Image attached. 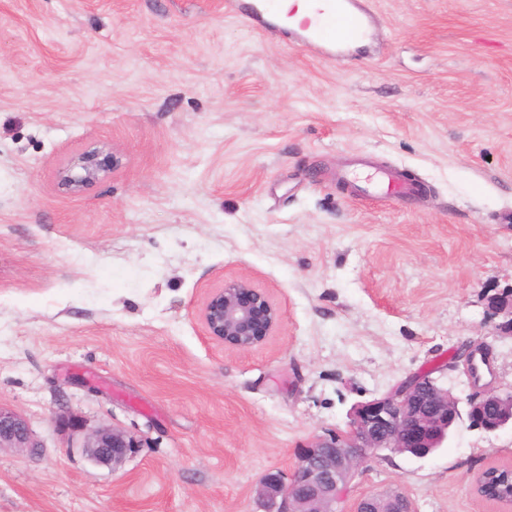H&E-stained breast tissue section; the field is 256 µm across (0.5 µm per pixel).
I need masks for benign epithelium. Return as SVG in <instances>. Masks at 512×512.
<instances>
[{
  "instance_id": "1",
  "label": "benign epithelium",
  "mask_w": 512,
  "mask_h": 512,
  "mask_svg": "<svg viewBox=\"0 0 512 512\" xmlns=\"http://www.w3.org/2000/svg\"><path fill=\"white\" fill-rule=\"evenodd\" d=\"M118 165L112 150L88 147L58 167L57 185L67 194H79L108 177ZM485 312L498 320V335L512 336V285L487 296ZM201 318L208 336L237 351L263 346L282 323L280 309L247 278L213 291ZM477 357L489 365L487 348L478 344L465 354L464 370L474 385L481 380ZM464 419L487 432L512 428V390L489 387L481 396L468 399L463 410L460 400L438 380L424 372L414 373L389 392L354 404L347 431L318 438L303 448L290 476L279 471L266 473L257 487L258 497L265 512H336L350 483L380 452L424 458L442 447ZM139 447V441L114 428L95 431L84 444L92 462L114 471ZM0 448L30 452L39 448L26 420L1 408ZM388 502L389 512H413L412 502L404 494H390Z\"/></svg>"
}]
</instances>
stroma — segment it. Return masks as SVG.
I'll return each mask as SVG.
<instances>
[{
    "instance_id": "1",
    "label": "stroma",
    "mask_w": 512,
    "mask_h": 512,
    "mask_svg": "<svg viewBox=\"0 0 512 512\" xmlns=\"http://www.w3.org/2000/svg\"><path fill=\"white\" fill-rule=\"evenodd\" d=\"M224 3L0 0V407L41 445L0 449V512H263L262 475L355 403L431 369L475 396L462 344L512 388L485 314L512 284V0H370L373 41L343 61ZM92 143L120 166L61 193ZM361 159L421 193L343 187ZM242 277L283 322L239 352L199 309ZM101 428L140 443L119 470L83 450ZM510 463L512 430L463 421L426 457L371 459L347 498L512 512L471 490ZM469 347L471 348V346ZM477 354L480 355L481 362L488 367V370H491L489 360L487 359L489 354L487 347H484L481 344H477L474 348L472 347L470 350H468V352L465 354V361L463 362V365L465 373L473 385H477L481 380V375L478 372V365L475 362Z\"/></svg>"
}]
</instances>
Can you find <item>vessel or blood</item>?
Instances as JSON below:
<instances>
[{"label": "vessel or blood", "mask_w": 512, "mask_h": 512, "mask_svg": "<svg viewBox=\"0 0 512 512\" xmlns=\"http://www.w3.org/2000/svg\"><path fill=\"white\" fill-rule=\"evenodd\" d=\"M314 17L298 26L297 39L318 47L329 59L343 58L372 35V12L367 0H312ZM235 11L251 25L275 32L280 28L278 0H236ZM414 185L403 182L394 172L364 187L369 197L414 193Z\"/></svg>", "instance_id": "b4317fda"}]
</instances>
